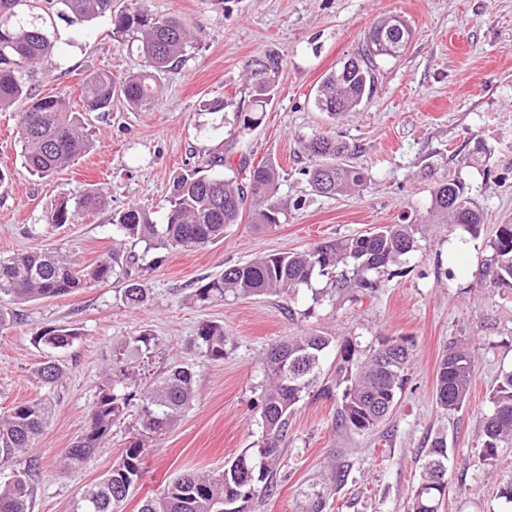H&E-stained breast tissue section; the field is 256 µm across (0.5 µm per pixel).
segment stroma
I'll use <instances>...</instances> for the list:
<instances>
[{
  "instance_id": "obj_1",
  "label": "stroma",
  "mask_w": 512,
  "mask_h": 512,
  "mask_svg": "<svg viewBox=\"0 0 512 512\" xmlns=\"http://www.w3.org/2000/svg\"><path fill=\"white\" fill-rule=\"evenodd\" d=\"M114 7L175 16L198 35L184 61L162 75L147 106L133 112L116 98L109 112L87 114L92 149L44 178L23 166L18 120L25 103L0 111V169L9 172L0 183V257L48 250L84 268L116 253L148 290L146 302L131 308L121 298V281L95 283L21 304L17 322L0 329V413L43 393L35 372L46 353L34 333L51 324L81 332L58 355L66 372L27 452L40 471L33 512H70L77 492L99 482L128 445L131 411L102 448L79 467L61 469L115 371L155 374L180 362L196 374L181 419L144 450L143 475L123 509L138 512L145 497L178 475L221 473L225 461L256 447L261 360L285 337L308 332L347 336L363 350L384 336L408 338L409 380L379 426L350 433L336 425L346 384L326 357L320 382L330 394L304 397L295 407L274 487L243 512H406L421 453L439 436L451 450L442 512H504L499 490L512 483V449L484 465L479 433L490 392L501 372L512 369V294L503 299L477 288L474 274L492 259L496 225L512 222V0H116ZM392 15L413 30L408 49L377 60L374 93L360 111L329 119L313 104L322 76L362 55L368 29ZM56 33L57 52L35 81L39 95L77 107L86 76L107 69L121 78L144 68L138 41L114 36L106 19L60 20ZM268 56L281 63L275 97L251 134L235 136L224 102L247 99L250 66ZM316 133L356 147L354 162L368 174L356 191L312 193L300 170L309 163L303 145ZM218 153L280 166L287 218L270 227L229 225L223 240L200 250L148 252L115 232L113 215L131 204L164 223L174 177L191 168L214 175L207 161ZM450 176L466 183L483 213L478 231L433 219L432 191ZM90 191L102 195L100 208L49 226L56 203ZM385 224L416 225L415 248L383 269L379 290L359 300L334 292L325 277L313 283L323 292L317 301L312 290L287 301L228 296L201 305L191 298L198 282L225 267ZM204 320L224 326L223 360H203L190 344ZM143 330L154 338L146 360L123 348ZM456 339L472 344L476 366L466 404L446 414L433 387L442 351Z\"/></svg>"
}]
</instances>
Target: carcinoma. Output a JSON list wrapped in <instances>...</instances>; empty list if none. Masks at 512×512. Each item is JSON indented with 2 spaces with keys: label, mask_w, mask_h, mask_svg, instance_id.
I'll list each match as a JSON object with an SVG mask.
<instances>
[{
  "label": "carcinoma",
  "mask_w": 512,
  "mask_h": 512,
  "mask_svg": "<svg viewBox=\"0 0 512 512\" xmlns=\"http://www.w3.org/2000/svg\"><path fill=\"white\" fill-rule=\"evenodd\" d=\"M92 21L108 17L117 35L132 32L140 42L145 70L117 78L102 69L88 76L80 97L88 112H106L116 95L129 107L140 109L153 98L156 81L185 55L191 35L176 17L156 18L146 10L115 12L112 0H0V111L19 101L27 103L20 116L23 157L27 169L48 176L69 166L91 146L86 124L72 111L70 102L56 96L32 93L38 69L55 54L54 18ZM412 29L403 19L379 20L367 35L366 57L349 59L327 73L316 88L315 107L334 118L355 112L374 92L373 59H396L405 53ZM280 62L268 57L251 70L249 90L252 105H268L275 95V77ZM233 125L238 134L254 130L262 116L245 111L234 101ZM310 165L303 168L312 190L322 196L348 193L362 186L368 174L348 161L351 146L316 134L305 144ZM225 167L228 176L204 177L186 170L173 181L165 223L155 224L142 208L129 206L118 213L112 225L120 234L145 243L146 250L202 249L224 239V230L238 224L249 210L253 224H278L288 210L279 195L277 169L271 164L238 165L222 155L210 159ZM101 195L85 193L74 204L62 200L48 217L54 226L72 223L83 211L97 208ZM431 212L453 224L478 227L482 215L468 196L464 182L455 177L433 191ZM415 225L388 224L355 237L324 241L297 253H272L243 264L229 266L218 276L195 288L193 299L206 303L227 295L250 297L274 295L289 298L301 288L313 299L321 291L312 287L318 276H327L338 293H373L381 288L379 274L414 248ZM492 262L478 273L477 284L494 295L512 291V224H500L491 242ZM127 279L122 298L140 305L148 289L120 265L117 257L92 268H77L56 254L29 252L0 258V329L15 318L16 304L41 297L76 292L95 282L116 276ZM80 336L69 324L41 327L33 342L47 353L63 350ZM154 337L143 331L129 337L125 348L142 356L149 353ZM224 325L201 323L190 339L206 361L224 359ZM336 350V372L349 381L338 411L340 426L356 433L375 429L393 410L396 397L407 381L412 344L404 337L384 338L369 350L367 359L351 367L358 353L348 337L339 339L308 333L292 336L272 346L262 360L265 378L259 397L263 428L258 447L245 451L224 465L218 475L185 473L170 481L159 493L143 499L139 512H240L235 504L265 494L281 462L288 420L295 406L310 393L330 350ZM475 367L472 347L452 341L446 345L437 370L435 400L445 412L463 407ZM40 383L52 388L64 375L62 366L50 358L36 371ZM194 371L173 363L144 387L138 404V436L131 441L112 469L96 484L82 489L73 499L71 512H122L130 490L142 474V456L147 442L160 438L177 422L194 394ZM137 384L134 371L121 369L110 384L100 388L87 415L84 434L65 452V465L82 464L110 435L115 420L134 399L129 388ZM491 412L482 426L480 457L489 464L499 449L512 445V370L506 371L492 389ZM51 413L47 399L36 398L0 415V512H31L36 471L33 464L16 467L19 454L31 448ZM449 458L445 438L437 437L425 450V462L409 497V512H440L446 486L441 484Z\"/></svg>",
  "instance_id": "cac0c4a2"
}]
</instances>
